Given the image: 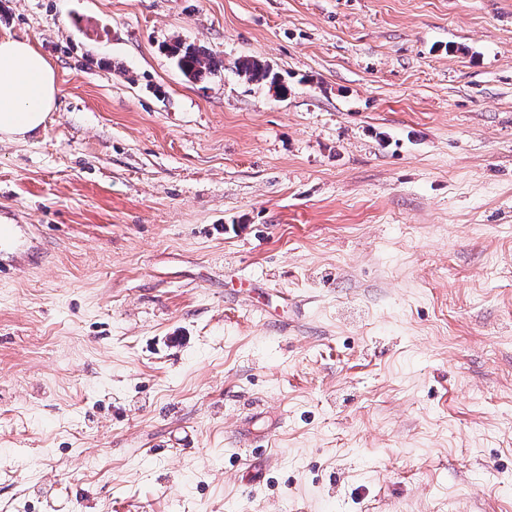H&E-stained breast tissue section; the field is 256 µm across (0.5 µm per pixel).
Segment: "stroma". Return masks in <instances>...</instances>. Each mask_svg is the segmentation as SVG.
Masks as SVG:
<instances>
[{
    "mask_svg": "<svg viewBox=\"0 0 512 512\" xmlns=\"http://www.w3.org/2000/svg\"><path fill=\"white\" fill-rule=\"evenodd\" d=\"M5 34L57 94L0 140L40 251L0 275V512H512V0H0ZM167 50L178 70L192 80L204 78L223 68V62L216 60L205 49L180 39L174 40ZM236 69L248 82L258 85L269 83L270 87H276L282 93L287 92V87L279 83L276 74L272 73L270 67L254 57L239 58Z\"/></svg>",
    "mask_w": 512,
    "mask_h": 512,
    "instance_id": "stroma-1",
    "label": "stroma"
}]
</instances>
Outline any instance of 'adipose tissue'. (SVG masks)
<instances>
[{"mask_svg":"<svg viewBox=\"0 0 512 512\" xmlns=\"http://www.w3.org/2000/svg\"><path fill=\"white\" fill-rule=\"evenodd\" d=\"M56 75L29 41L0 37V136L37 133L52 111Z\"/></svg>","mask_w":512,"mask_h":512,"instance_id":"ef3b65f1","label":"adipose tissue"}]
</instances>
